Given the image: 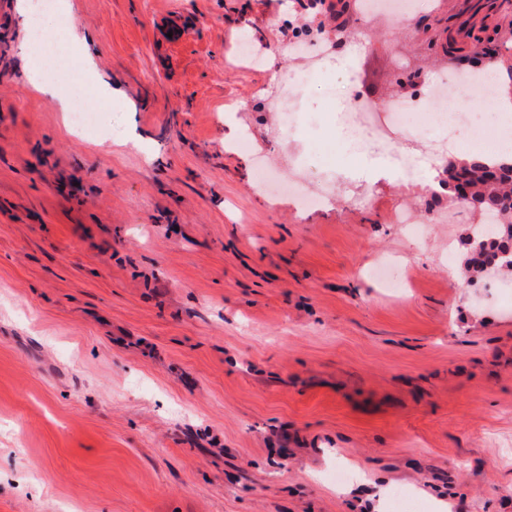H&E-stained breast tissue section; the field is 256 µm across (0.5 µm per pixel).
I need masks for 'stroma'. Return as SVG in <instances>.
<instances>
[{
	"label": "stroma",
	"instance_id": "obj_1",
	"mask_svg": "<svg viewBox=\"0 0 512 512\" xmlns=\"http://www.w3.org/2000/svg\"><path fill=\"white\" fill-rule=\"evenodd\" d=\"M0 0V512H512V274L465 283L471 217L451 192L362 176L318 127L278 133L267 59L335 42L325 0H70L114 90L74 128L24 83ZM176 38H160L163 23ZM328 58L384 113L460 59L512 96V0H422ZM250 40L263 59L243 63ZM293 157L329 205L274 191ZM365 192L372 206L350 204ZM417 206L418 224L392 209Z\"/></svg>",
	"mask_w": 512,
	"mask_h": 512
}]
</instances>
